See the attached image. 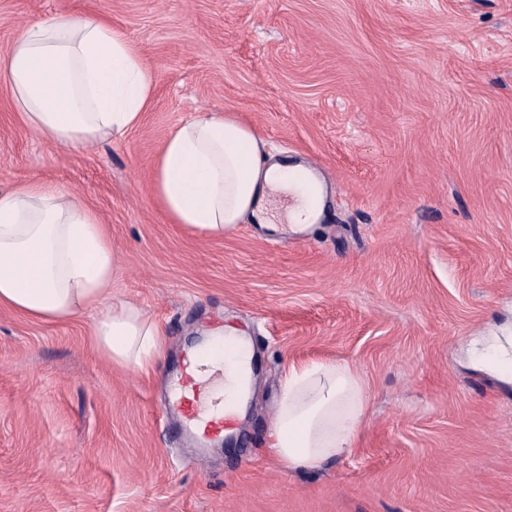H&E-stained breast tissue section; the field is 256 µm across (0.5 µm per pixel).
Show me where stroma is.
I'll use <instances>...</instances> for the list:
<instances>
[{
    "label": "stroma",
    "mask_w": 512,
    "mask_h": 512,
    "mask_svg": "<svg viewBox=\"0 0 512 512\" xmlns=\"http://www.w3.org/2000/svg\"><path fill=\"white\" fill-rule=\"evenodd\" d=\"M107 19L156 75L122 138H38L0 91V190L83 195L121 271L114 298L165 332L155 373L92 345L97 309H0V512H512V384L473 368L512 330V0H0V51L31 20ZM232 112L273 160L316 167V227L247 220L207 239L153 201L167 133ZM247 330L258 386L232 447L204 456L165 405L192 338ZM350 365L360 443L288 471L269 434L289 363Z\"/></svg>",
    "instance_id": "obj_1"
}]
</instances>
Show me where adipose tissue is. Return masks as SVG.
<instances>
[{
	"instance_id": "obj_1",
	"label": "adipose tissue",
	"mask_w": 512,
	"mask_h": 512,
	"mask_svg": "<svg viewBox=\"0 0 512 512\" xmlns=\"http://www.w3.org/2000/svg\"><path fill=\"white\" fill-rule=\"evenodd\" d=\"M155 75L111 23L57 14L29 23L0 51V89L18 121L49 143L85 148L136 128L148 110ZM299 165L269 162L264 143L233 113L188 120L166 136L155 159L152 195L168 221L212 239L245 218L302 233L325 207L323 184L297 180ZM120 257L98 214L78 193L27 181L0 191V308L43 322L71 319L92 305L102 313L94 342L114 365L158 370L163 331L144 310L112 297ZM245 346L211 364L227 415L239 416L254 381L253 354L241 328L217 324L208 342ZM368 395L346 364H291L270 432V450L287 469L312 471L348 452L361 437Z\"/></svg>"
}]
</instances>
